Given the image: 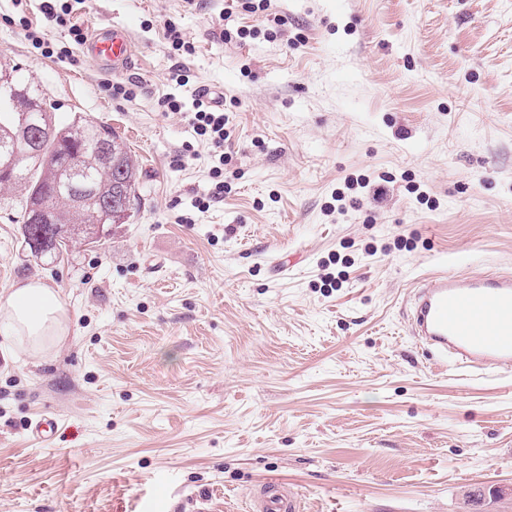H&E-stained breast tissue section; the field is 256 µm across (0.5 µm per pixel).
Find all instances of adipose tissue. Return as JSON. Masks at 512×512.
<instances>
[{"label": "adipose tissue", "mask_w": 512, "mask_h": 512, "mask_svg": "<svg viewBox=\"0 0 512 512\" xmlns=\"http://www.w3.org/2000/svg\"><path fill=\"white\" fill-rule=\"evenodd\" d=\"M0 327L9 343L20 349L38 350L61 342L67 319L60 293L38 280L14 288L0 302Z\"/></svg>", "instance_id": "obj_1"}]
</instances>
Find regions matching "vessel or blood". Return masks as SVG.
<instances>
[{
    "label": "vessel or blood",
    "mask_w": 512,
    "mask_h": 512,
    "mask_svg": "<svg viewBox=\"0 0 512 512\" xmlns=\"http://www.w3.org/2000/svg\"><path fill=\"white\" fill-rule=\"evenodd\" d=\"M99 67L119 71L132 52L128 32L106 25L85 42ZM415 343L440 352L444 363L490 373L512 371V275L472 277L442 271L420 280L410 313ZM255 512H300L299 495L287 483L265 481Z\"/></svg>",
    "instance_id": "obj_1"
}]
</instances>
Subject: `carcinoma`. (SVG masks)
Masks as SVG:
<instances>
[{"label":"carcinoma","mask_w":512,"mask_h":512,"mask_svg":"<svg viewBox=\"0 0 512 512\" xmlns=\"http://www.w3.org/2000/svg\"><path fill=\"white\" fill-rule=\"evenodd\" d=\"M0 133L5 130L16 132L24 116L42 122L52 119L47 112L44 99L33 95L27 87L12 88L14 79L9 67H0ZM106 143L117 165L107 164L96 150L98 143ZM69 153L75 167L92 183L96 196L77 203L56 201L54 189L63 173L54 161V156ZM43 160L36 168L14 173L0 172V188L21 192L23 204L16 220L21 225L22 245L32 249V243H42L40 257L55 262L76 244L100 243L106 235V227L115 223L113 217L102 208L100 200L113 195L117 169H122L126 181L124 208L126 218H131L138 199L139 165L126 143L110 128L94 124L78 116L65 124H55V137L44 146ZM53 206L60 217L56 224H34L31 222V207Z\"/></svg>","instance_id":"obj_1"}]
</instances>
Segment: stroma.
Returning a JSON list of instances; mask_svg holds the SVG:
<instances>
[{"label":"stroma","mask_w":512,"mask_h":512,"mask_svg":"<svg viewBox=\"0 0 512 512\" xmlns=\"http://www.w3.org/2000/svg\"><path fill=\"white\" fill-rule=\"evenodd\" d=\"M64 2L84 33L126 28L128 71L102 72L41 0H0L29 22L0 23V63L56 122L110 126L139 199L48 264L0 190V300L38 280L69 318L61 348L0 345V512H249L271 477L303 512H465L467 489L512 512V374L443 369L407 319L416 279L512 273V0ZM168 20L193 53L171 52ZM204 90L224 97L229 160L202 209L210 149L159 102ZM44 414L47 445L29 432ZM60 420L53 416H44L30 424L31 435L34 439L48 444L58 432Z\"/></svg>","instance_id":"1"}]
</instances>
